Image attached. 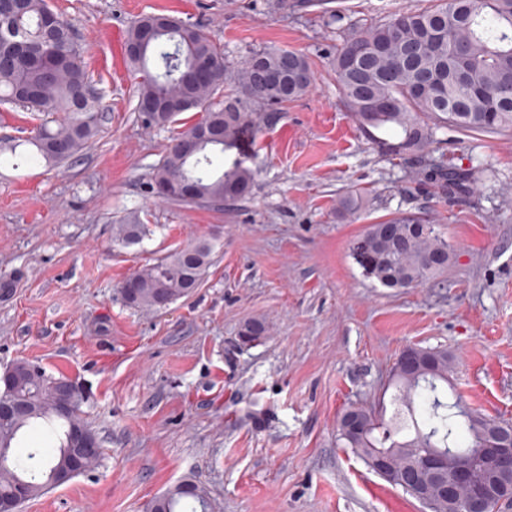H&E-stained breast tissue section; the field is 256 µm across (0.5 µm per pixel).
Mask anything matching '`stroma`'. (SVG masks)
Wrapping results in <instances>:
<instances>
[{
  "label": "stroma",
  "mask_w": 512,
  "mask_h": 512,
  "mask_svg": "<svg viewBox=\"0 0 512 512\" xmlns=\"http://www.w3.org/2000/svg\"><path fill=\"white\" fill-rule=\"evenodd\" d=\"M295 2L47 0L75 28L102 121L75 159L49 165L28 158L38 116L0 103V274L16 281L0 293V372L26 359L73 380L102 456L21 512H143L183 479L217 512H428L338 440L342 414L382 399L410 346L448 349L469 406L512 421V136L447 132V156L487 166L470 203L414 182L344 107L326 15ZM429 3L331 0L351 23ZM158 13L203 30L230 65L277 47L313 66L309 93L215 156L253 171L244 198L184 205L148 189L174 130L142 123L124 42ZM350 188L365 202L343 219L336 200ZM134 213L142 240L115 241ZM397 213L431 218L453 245L442 277L386 288L364 276L352 242ZM203 239L212 265L188 297L154 312L124 302L135 270ZM253 318L269 334L242 344Z\"/></svg>",
  "instance_id": "stroma-1"
}]
</instances>
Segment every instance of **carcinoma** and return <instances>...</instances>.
Masks as SVG:
<instances>
[{"instance_id":"carcinoma-1","label":"carcinoma","mask_w":512,"mask_h":512,"mask_svg":"<svg viewBox=\"0 0 512 512\" xmlns=\"http://www.w3.org/2000/svg\"><path fill=\"white\" fill-rule=\"evenodd\" d=\"M46 0H0V101L17 102L52 117L30 138L31 158L47 164L73 159L99 133L100 97L88 78L84 51L75 40L72 24H45ZM328 24L336 25L340 43L331 67L344 106L368 142L380 152L418 162L415 177L434 184L455 203L468 201L483 164L464 168L436 156L452 129L469 134H502L512 130V0H431V5L408 8L387 20L340 25L339 10H328ZM127 54L134 72L138 105L161 106L174 114L207 112L219 139L198 151L188 150L193 122L175 134L156 164L150 190L185 184L189 192L165 199L186 205L235 200L249 193L253 172L236 159L221 173L211 169V155L237 147L239 134L258 128L265 112L305 95L315 73L309 59L290 50L267 47L254 52L238 68L226 64L224 51L201 30L170 15L141 17L128 30ZM268 72L285 71L288 78L262 81L256 62ZM235 85L237 93L215 109L211 99L219 87ZM364 191L349 189L336 201L341 217L356 214ZM145 225L131 216L116 225L115 240L138 242ZM212 248L199 240L147 265L124 280L120 293L130 306L157 311L190 295L211 265ZM352 254L372 258L364 275L387 288H410L436 279L448 270L453 250L420 216L396 214L371 224L353 241ZM242 331L258 343L268 328L260 320L246 322ZM420 359L411 379L391 375L394 392L390 417L385 404L350 408L363 415L354 431L339 426V436L362 460L375 454L410 448L414 458L427 448L449 452L448 474L457 460L471 464L470 487L457 498L438 503L435 512H466L471 488L490 479L484 462L473 450L489 441L488 418L466 405L458 393L448 394L455 359L441 348L414 349ZM11 382L0 398L24 405L23 411L0 423V499L24 488L27 499L41 496L56 483L73 479L69 448L78 430L92 440L95 431L81 410L82 398L70 408H58L57 383L64 380L25 360L10 368ZM42 430L45 447L23 457L15 448L32 429ZM189 489L173 487L160 502L164 512H205L211 504L204 487L186 481Z\"/></svg>"}]
</instances>
